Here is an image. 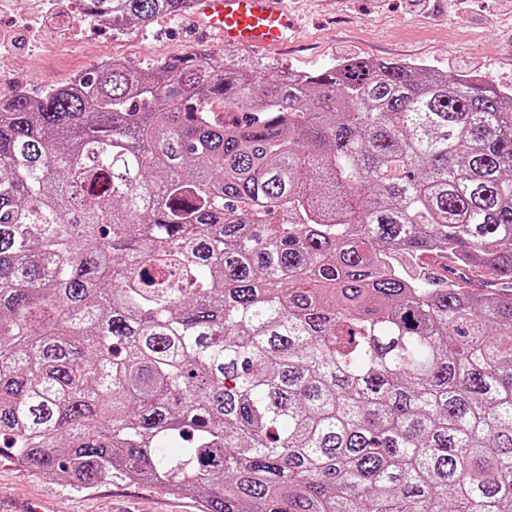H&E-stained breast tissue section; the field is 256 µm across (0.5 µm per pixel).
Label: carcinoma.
<instances>
[{"instance_id": "cac0c4a2", "label": "carcinoma", "mask_w": 512, "mask_h": 512, "mask_svg": "<svg viewBox=\"0 0 512 512\" xmlns=\"http://www.w3.org/2000/svg\"><path fill=\"white\" fill-rule=\"evenodd\" d=\"M0 444L203 512H512V88L196 52L0 98Z\"/></svg>"}]
</instances>
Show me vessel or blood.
Returning <instances> with one entry per match:
<instances>
[{"label": "vessel or blood", "instance_id": "vessel-or-blood-1", "mask_svg": "<svg viewBox=\"0 0 512 512\" xmlns=\"http://www.w3.org/2000/svg\"><path fill=\"white\" fill-rule=\"evenodd\" d=\"M284 0H195L199 26L219 32L225 44L252 50L280 46L287 39Z\"/></svg>", "mask_w": 512, "mask_h": 512}]
</instances>
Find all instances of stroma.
<instances>
[{
  "label": "stroma",
  "instance_id": "35a3bbf8",
  "mask_svg": "<svg viewBox=\"0 0 512 512\" xmlns=\"http://www.w3.org/2000/svg\"><path fill=\"white\" fill-rule=\"evenodd\" d=\"M295 30L286 48L254 53L197 30L192 13L116 32L72 22L71 0H0V31L20 42L7 57L0 96L38 95L97 69L112 56L137 71L195 51L262 72H317L338 60H407L512 86V0H284ZM39 500L54 512H201L199 499L113 475L75 489L12 460L0 448V512Z\"/></svg>",
  "mask_w": 512,
  "mask_h": 512
}]
</instances>
